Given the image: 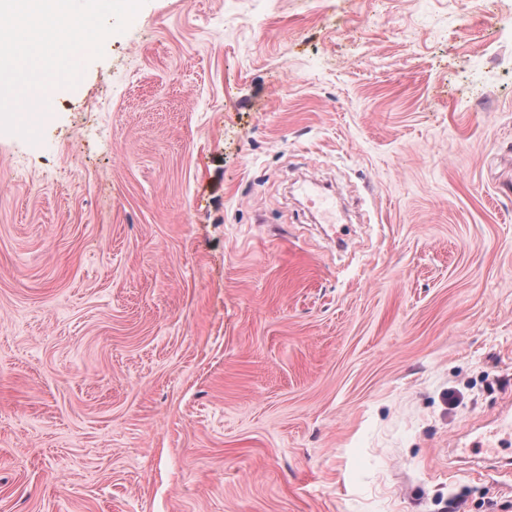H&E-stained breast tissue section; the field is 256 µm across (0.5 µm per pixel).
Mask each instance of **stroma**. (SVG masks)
<instances>
[{
    "instance_id": "stroma-1",
    "label": "stroma",
    "mask_w": 512,
    "mask_h": 512,
    "mask_svg": "<svg viewBox=\"0 0 512 512\" xmlns=\"http://www.w3.org/2000/svg\"><path fill=\"white\" fill-rule=\"evenodd\" d=\"M49 107L0 512H512V0H145Z\"/></svg>"
}]
</instances>
